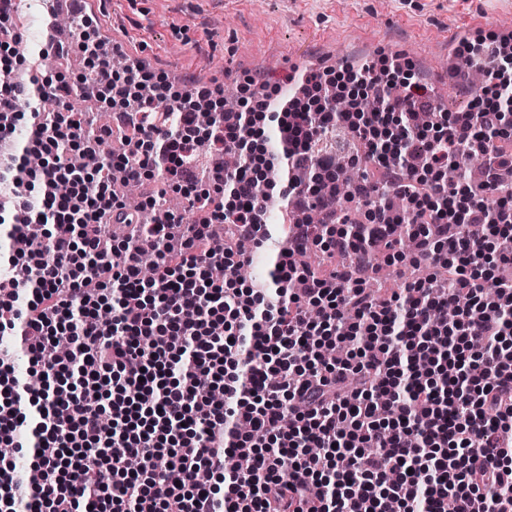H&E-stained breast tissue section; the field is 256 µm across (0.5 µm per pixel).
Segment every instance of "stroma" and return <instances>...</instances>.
Returning <instances> with one entry per match:
<instances>
[{"label": "stroma", "mask_w": 512, "mask_h": 512, "mask_svg": "<svg viewBox=\"0 0 512 512\" xmlns=\"http://www.w3.org/2000/svg\"><path fill=\"white\" fill-rule=\"evenodd\" d=\"M476 15L512 20V0H101L97 19L156 73L218 81L229 97L249 77L281 83L299 53L333 67L382 48L416 63L441 110L464 112L470 96L434 79L449 50L438 35Z\"/></svg>", "instance_id": "1"}]
</instances>
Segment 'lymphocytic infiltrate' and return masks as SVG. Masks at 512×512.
Instances as JSON below:
<instances>
[{"label":"lymphocytic infiltrate","instance_id":"f902f5d3","mask_svg":"<svg viewBox=\"0 0 512 512\" xmlns=\"http://www.w3.org/2000/svg\"><path fill=\"white\" fill-rule=\"evenodd\" d=\"M10 7L0 0V142L27 123L34 84ZM78 45L92 72L83 90L132 116L129 148L74 169L61 140L95 155L113 129L66 106L22 146L39 168L14 153L0 161V233L11 266L33 273L29 284L0 278V335L56 380L34 390L0 357V446L31 448L39 473L30 482L0 457V512H444L448 501L454 512H512V280L498 277L512 267V36L458 42L461 90L477 61L484 86L451 113L398 53L306 72L285 101L243 87L229 110L220 85L185 90L144 65L117 67L92 22ZM162 99L172 111H157ZM334 130L387 174L386 192L348 187L362 224L319 185L339 176L335 154L315 149ZM207 141L242 165L199 170ZM473 155L481 187L449 183V165ZM115 167L131 184L161 175L199 222L185 228L166 212L132 239L106 238L109 221L139 222L112 193ZM277 199L322 221L293 225L260 289L238 275L248 251L213 253L207 240L211 225L230 224L261 245ZM398 224L419 249L394 250L391 264L424 261L433 273L378 295L361 272ZM471 224L484 235L471 237ZM311 244L356 262L313 274L294 260ZM148 254L159 268L150 282ZM463 294L452 320L434 321ZM338 345L344 357L324 360Z\"/></svg>","mask_w":512,"mask_h":512}]
</instances>
